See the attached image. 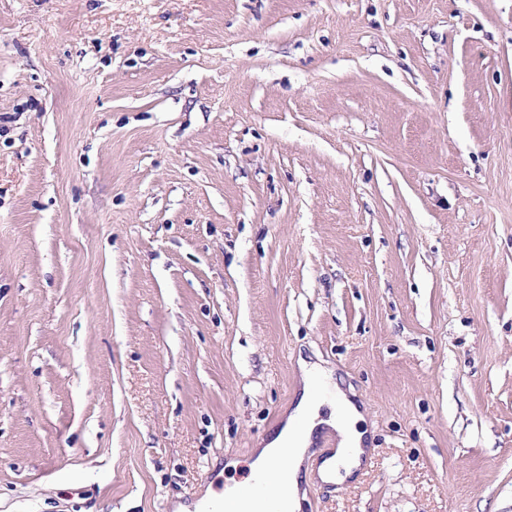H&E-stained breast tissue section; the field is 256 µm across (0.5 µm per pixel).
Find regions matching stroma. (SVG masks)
I'll return each instance as SVG.
<instances>
[{
	"mask_svg": "<svg viewBox=\"0 0 512 512\" xmlns=\"http://www.w3.org/2000/svg\"><path fill=\"white\" fill-rule=\"evenodd\" d=\"M304 360L301 512H512V0H0V512H194Z\"/></svg>",
	"mask_w": 512,
	"mask_h": 512,
	"instance_id": "obj_1",
	"label": "stroma"
}]
</instances>
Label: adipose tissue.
I'll list each match as a JSON object with an SVG mask.
<instances>
[{"mask_svg": "<svg viewBox=\"0 0 512 512\" xmlns=\"http://www.w3.org/2000/svg\"><path fill=\"white\" fill-rule=\"evenodd\" d=\"M326 404L332 411L324 419L320 409ZM362 418V413L346 394L332 386L322 368L316 365L304 368L302 396L285 426L252 463V481L264 485L266 494L270 495L277 480H285L291 490L290 512H298L300 467L316 428H332L338 439L335 453L322 462V469L348 474L359 466L364 453L366 431L360 425ZM285 447L290 450L286 456L281 453Z\"/></svg>", "mask_w": 512, "mask_h": 512, "instance_id": "ef3b65f1", "label": "adipose tissue"}]
</instances>
